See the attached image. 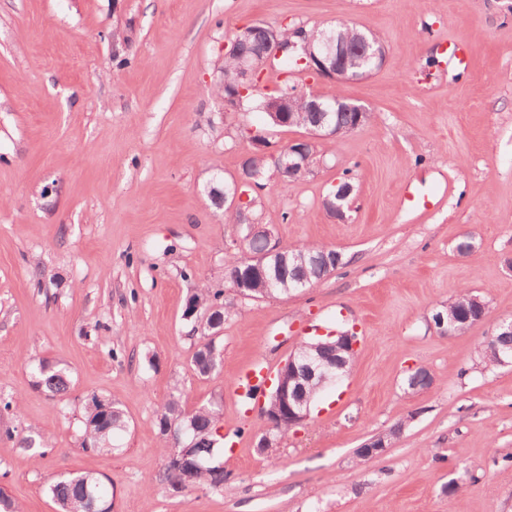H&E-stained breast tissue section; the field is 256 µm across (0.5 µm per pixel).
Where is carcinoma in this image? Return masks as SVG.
<instances>
[{
  "label": "carcinoma",
  "instance_id": "cac0c4a2",
  "mask_svg": "<svg viewBox=\"0 0 512 512\" xmlns=\"http://www.w3.org/2000/svg\"><path fill=\"white\" fill-rule=\"evenodd\" d=\"M338 31L351 37L352 56L348 70L353 71L365 47L359 40V31L345 20L336 25ZM305 31L308 38L318 42L322 29L318 27H298L296 24L276 25V34L283 44L297 40L299 31ZM304 56L301 50L287 51L280 59L282 68L289 71L302 72L307 65L299 63ZM239 76V63L236 57L224 58L221 68L220 82L215 85V93L219 97H228L231 88ZM286 109L292 115L291 126H302L312 129L318 121V114L308 112L305 102L294 98L286 103ZM284 253L293 255L304 253L308 260L303 264L289 265L288 284L298 288H308L314 282L328 275L329 269L318 261L319 255L325 251L323 246L301 245L282 247ZM245 295L259 298L265 296L285 295L287 291L278 289L269 291L265 280L259 276L249 277ZM472 297L468 290H462L448 301L444 313H436L435 317L449 319L455 311ZM232 306L224 302V290L201 287L189 297L185 316L193 320L191 332L198 336V344L192 353L189 366L198 377L211 375L221 362L222 351L218 345L220 333L224 329V318L230 315ZM512 353V336L502 337L498 346L486 345L484 359L491 364H499V358L506 353ZM35 386L42 389L53 399L65 400L71 390V379L66 368L58 363L41 360L34 366ZM160 436L164 440L163 455L170 452L168 429L182 431L184 442L190 445L193 456L187 461L174 466H163L155 479L159 489L167 487L208 488L216 490L224 485V471L211 465L216 454L224 450V436L218 433L220 413L211 407L185 410L179 398L171 397L156 418ZM83 444L93 450L110 449L114 437L125 430L122 411L111 402L98 396H92L83 407ZM108 480H103L92 474L66 473L59 475L47 488V494L58 507V512H112V493L106 488Z\"/></svg>",
  "mask_w": 512,
  "mask_h": 512
}]
</instances>
